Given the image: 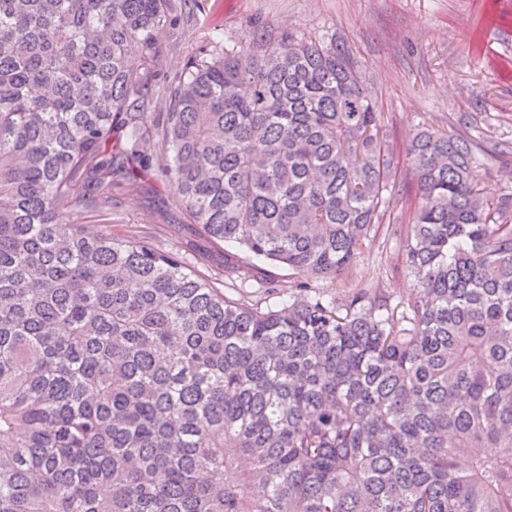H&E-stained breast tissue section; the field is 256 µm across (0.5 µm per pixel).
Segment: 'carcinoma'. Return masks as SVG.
Returning a JSON list of instances; mask_svg holds the SVG:
<instances>
[{
    "mask_svg": "<svg viewBox=\"0 0 512 512\" xmlns=\"http://www.w3.org/2000/svg\"><path fill=\"white\" fill-rule=\"evenodd\" d=\"M181 19L0 0V512H512V194L483 196L482 143L406 144L414 292L353 288L398 183L358 61L289 32L215 45L149 112ZM137 170L304 296L231 299L72 222ZM259 270L224 275L271 288Z\"/></svg>",
    "mask_w": 512,
    "mask_h": 512,
    "instance_id": "obj_1",
    "label": "carcinoma"
}]
</instances>
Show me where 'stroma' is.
Here are the masks:
<instances>
[{
	"instance_id": "1",
	"label": "stroma",
	"mask_w": 512,
	"mask_h": 512,
	"mask_svg": "<svg viewBox=\"0 0 512 512\" xmlns=\"http://www.w3.org/2000/svg\"><path fill=\"white\" fill-rule=\"evenodd\" d=\"M185 12L160 48L158 68L167 78L215 40L237 49L262 32L335 35L361 65L398 175L406 173L404 147L418 129L466 120L487 149L475 170L484 196L512 191V154L493 150L512 142V0H187ZM73 220L154 238L223 289L231 286L225 256L246 258L236 245L219 247L200 235L169 187L147 173ZM398 261L395 239L385 228L372 230L354 287L378 285L395 300L409 295L414 279L397 270Z\"/></svg>"
}]
</instances>
